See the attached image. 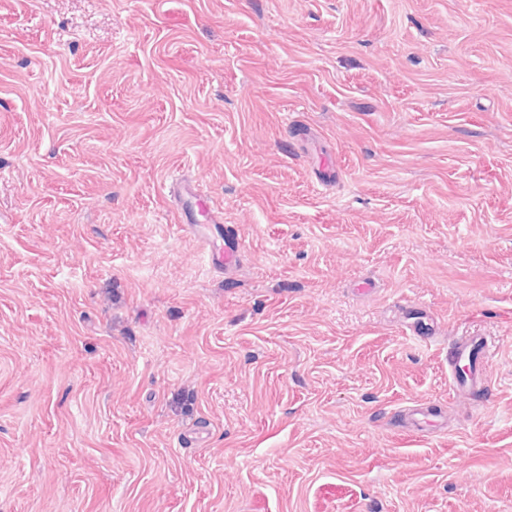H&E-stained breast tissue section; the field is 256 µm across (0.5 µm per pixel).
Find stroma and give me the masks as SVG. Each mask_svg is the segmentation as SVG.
I'll list each match as a JSON object with an SVG mask.
<instances>
[{
  "mask_svg": "<svg viewBox=\"0 0 512 512\" xmlns=\"http://www.w3.org/2000/svg\"><path fill=\"white\" fill-rule=\"evenodd\" d=\"M0 58V512H512V0H0ZM175 194L179 200V204L182 205V217L184 214L186 221L190 222L189 215L184 210V204L188 208H192V204H194V206H200L201 198L206 195H204L203 192L200 190L198 182H179L176 186ZM448 353L451 363L450 377L454 390L488 394L490 379L487 365L491 357V345L488 338L472 333L469 336L454 339ZM473 354H475L476 360L472 365ZM479 357H482V365L477 364ZM403 419V426L415 434L430 433L429 428L435 425L436 416H431L421 405L413 404L399 412Z\"/></svg>",
  "mask_w": 512,
  "mask_h": 512,
  "instance_id": "35a3bbf8",
  "label": "stroma"
}]
</instances>
